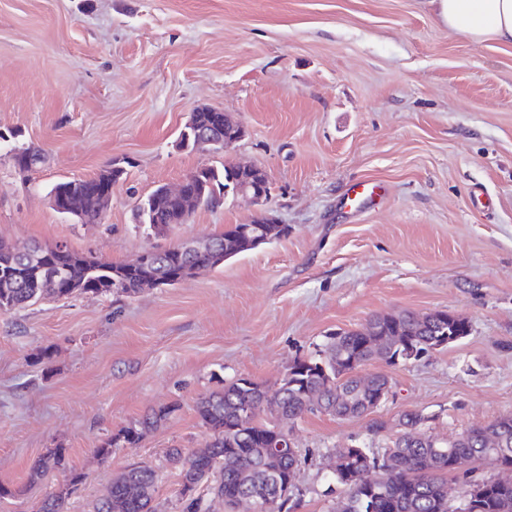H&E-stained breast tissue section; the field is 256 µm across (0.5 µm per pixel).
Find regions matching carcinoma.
I'll use <instances>...</instances> for the list:
<instances>
[{
    "mask_svg": "<svg viewBox=\"0 0 512 512\" xmlns=\"http://www.w3.org/2000/svg\"><path fill=\"white\" fill-rule=\"evenodd\" d=\"M14 167L30 174L45 163L37 147H27L12 156ZM191 187L204 192L206 205L223 202L224 189L237 178L232 164L223 168L201 167L191 173ZM114 169L107 168L89 179L60 180L50 194L55 210L69 207L80 212L84 224H98L102 212L93 206L102 193L111 192ZM176 204L155 188L136 206V218L154 235L164 233L169 223L178 219ZM247 225L231 224L224 233L209 238L222 255L209 251L188 253L180 245L153 247L139 265L132 262L105 263L91 256H80L70 249L53 245L16 247L0 242V312H8L47 297L70 298L75 295L108 297L132 296L141 291L142 280L150 275L165 286L185 280L183 269H215L224 261L252 250L253 236L268 237L272 242L288 235L286 224H260V232H245ZM390 325L406 341L405 346L373 349L365 344L366 334L382 324ZM470 333V322L456 315L439 313L424 325L416 323L415 314L404 312L389 317L376 316L361 328L328 337L325 356L310 364L292 367L290 376L281 380L282 391L267 396L264 385L241 377L220 391L200 398L196 404L201 425L210 439L202 448H171L167 462L176 470L181 487H205L209 496L220 494L245 512L257 509L275 498L298 468L300 459L286 448L271 447L270 436L295 424L308 414L328 413L348 419L362 415L360 408L344 403L346 396L358 389L355 369L374 358L405 362L418 359L444 342L453 344ZM267 402L277 407L275 422L260 423L247 410L260 411ZM162 407L147 413L135 427L108 438L96 449L107 456L120 446L132 448L144 433L159 427L174 413ZM428 417L419 412H405L399 418L400 435L382 458L366 448L347 447L336 456L331 479L344 492L340 512H512V484L501 485L491 479L469 482V497L454 507L448 503V476L467 474L478 461L497 467L512 468V417H504L489 426L473 425L460 436L439 441L427 435L413 440L410 434L424 427ZM386 469L380 482L360 474V460ZM68 468L65 451L54 448L41 455L32 467V479ZM159 474L150 465L134 464L112 479L106 493L99 498L93 512H157L154 506ZM70 489L49 492L38 512H65Z\"/></svg>",
    "mask_w": 512,
    "mask_h": 512,
    "instance_id": "obj_1",
    "label": "carcinoma"
}]
</instances>
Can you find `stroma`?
<instances>
[{"mask_svg": "<svg viewBox=\"0 0 512 512\" xmlns=\"http://www.w3.org/2000/svg\"><path fill=\"white\" fill-rule=\"evenodd\" d=\"M224 109L245 137L223 153L180 147L193 108ZM0 241L66 244L108 263L207 239L252 219L247 200L196 208L147 235L134 210L156 186L240 162L265 170L286 237L172 287L47 298L0 313V512H36L63 473L35 480L48 449L84 479L68 512H92L144 462L158 512H180L172 448L208 437L199 397L239 377L272 387L328 334L372 316L467 318L469 336L415 361L367 362L392 392L374 413L310 414L297 512H336L335 449L383 455L402 412L448 439L512 416V45L475 44L427 0H0ZM44 167L19 175L13 151ZM129 159L100 223L57 213L54 183ZM362 181L379 205L346 208ZM171 417L133 448H97L149 410ZM381 424L372 433L373 424ZM12 159L14 167L20 173H27L26 176L42 167L45 163V156L41 149L37 147L24 148L18 153H15Z\"/></svg>", "mask_w": 512, "mask_h": 512, "instance_id": "stroma-1", "label": "stroma"}]
</instances>
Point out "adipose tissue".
<instances>
[{
	"mask_svg": "<svg viewBox=\"0 0 512 512\" xmlns=\"http://www.w3.org/2000/svg\"><path fill=\"white\" fill-rule=\"evenodd\" d=\"M449 32L474 43L512 44V0H428Z\"/></svg>",
	"mask_w": 512,
	"mask_h": 512,
	"instance_id": "ef3b65f1",
	"label": "adipose tissue"
}]
</instances>
